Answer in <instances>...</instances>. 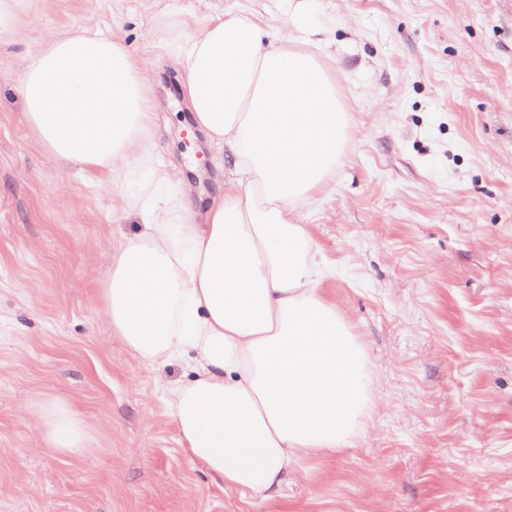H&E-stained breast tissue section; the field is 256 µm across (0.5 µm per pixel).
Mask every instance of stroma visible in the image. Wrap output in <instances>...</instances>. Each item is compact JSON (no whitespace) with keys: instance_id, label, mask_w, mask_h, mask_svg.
Segmentation results:
<instances>
[{"instance_id":"obj_1","label":"stroma","mask_w":512,"mask_h":512,"mask_svg":"<svg viewBox=\"0 0 512 512\" xmlns=\"http://www.w3.org/2000/svg\"><path fill=\"white\" fill-rule=\"evenodd\" d=\"M226 11L291 25L290 0H37L0 43V512H512V0H310L350 127L303 222L377 377L356 447L302 459L270 499L220 490L164 398L186 363L139 364L101 319L112 244L141 219L105 175L46 157L21 65L62 31L120 36L150 64L154 163L212 195L228 164L168 44ZM48 396L93 448L44 447L23 408Z\"/></svg>"}]
</instances>
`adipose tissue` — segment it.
Listing matches in <instances>:
<instances>
[{
    "label": "adipose tissue",
    "mask_w": 512,
    "mask_h": 512,
    "mask_svg": "<svg viewBox=\"0 0 512 512\" xmlns=\"http://www.w3.org/2000/svg\"><path fill=\"white\" fill-rule=\"evenodd\" d=\"M293 6L281 38L224 13L173 40L183 96L209 143L233 164L222 192L187 189L151 162L147 65L114 36L46 40L21 70L27 124L62 168L122 186L143 222L112 249L103 321L136 361L185 360L168 384L180 444L221 488L265 498L302 457L352 448L376 406V382L347 318L319 289L322 269L302 207L345 156L348 114ZM43 443L78 454L94 436L71 400L27 405Z\"/></svg>",
    "instance_id": "obj_1"
}]
</instances>
